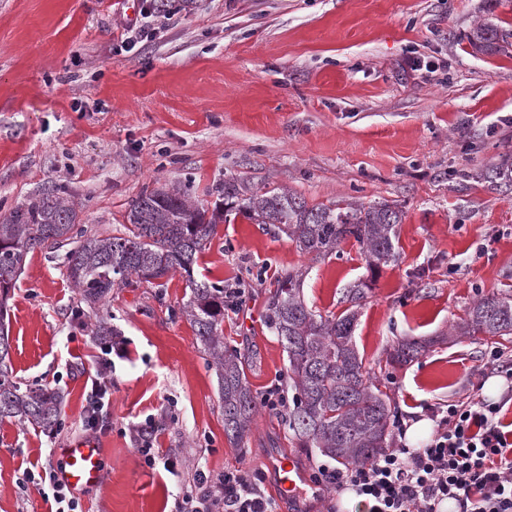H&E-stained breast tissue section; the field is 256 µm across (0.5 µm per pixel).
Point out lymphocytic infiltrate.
<instances>
[{
    "label": "lymphocytic infiltrate",
    "mask_w": 512,
    "mask_h": 512,
    "mask_svg": "<svg viewBox=\"0 0 512 512\" xmlns=\"http://www.w3.org/2000/svg\"><path fill=\"white\" fill-rule=\"evenodd\" d=\"M501 409L498 402L448 404L424 447L399 444L328 479L351 487L361 512H440L448 500L460 512H512V430ZM262 478L257 469L198 473V493L184 495L178 512H279Z\"/></svg>",
    "instance_id": "1"
}]
</instances>
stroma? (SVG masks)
Wrapping results in <instances>:
<instances>
[{
  "label": "stroma",
  "mask_w": 512,
  "mask_h": 512,
  "mask_svg": "<svg viewBox=\"0 0 512 512\" xmlns=\"http://www.w3.org/2000/svg\"><path fill=\"white\" fill-rule=\"evenodd\" d=\"M0 0V217L58 184L81 202L79 226L114 234L139 195L163 184L213 208L226 177L279 186L318 204L388 201L403 212L395 261L370 270L354 240L316 259L284 235L244 218L218 225L196 278L244 281L225 315V341L247 357L259 395L284 380L288 360L265 325L264 304L286 271L322 315H340L355 282L370 290L353 342L403 426L452 401L512 383L490 356L512 340L458 336L480 297L512 289V193L481 173L512 157V50H474L484 21L512 31V0ZM132 33L135 48L123 47ZM439 63L429 73L427 62ZM64 248L30 254L8 301L11 361L24 387L63 396L61 428L47 435L0 421V512H47L23 477L63 461L60 448L91 439L105 480L76 489L81 512H176L196 469H259L281 512H355L334 489L288 502L265 463L277 455L318 479L336 461L296 447L281 412L261 408L243 447L224 435L217 379L190 323L181 275L164 286L113 289L74 318L81 297ZM111 343L110 403L84 421L90 378ZM430 340L412 362L390 366L404 340ZM176 474L148 467L136 427Z\"/></svg>",
  "instance_id": "35a3bbf8"
}]
</instances>
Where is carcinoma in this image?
<instances>
[{"mask_svg": "<svg viewBox=\"0 0 512 512\" xmlns=\"http://www.w3.org/2000/svg\"><path fill=\"white\" fill-rule=\"evenodd\" d=\"M509 34L491 23H477L468 40L476 49L493 53ZM483 179L498 191L512 192V161L505 158L488 168ZM217 195L234 200L236 214L265 224L317 258L352 238L378 267L395 259L397 226L402 212L389 202L368 206L331 201L309 204L301 195L280 187L252 188L236 178L215 187ZM79 203L54 186L43 187L0 220V420L12 419L51 433L61 427L62 397L47 388L21 389L10 358L9 292L28 255L63 246L79 238L63 258L67 277L89 307L105 302L114 288L151 282L177 272L186 275L190 297L180 308L193 327L218 376L224 434L240 443L251 431L260 402L245 373L240 351L224 343V300L234 298L233 285L197 282L192 269L209 244L216 226L227 221L229 209L216 207L211 216L188 194L164 186L146 190L126 212L124 231L101 237L74 232ZM300 272L280 276L265 303L267 328L288 355L286 385L293 391L285 422L301 448H315L342 465L367 463L388 447L391 404L370 381L355 345L353 332L369 285L346 290L348 307L339 317L312 310L300 295ZM459 336L512 337V294L477 300L457 325ZM427 344L407 341L390 354L389 362H412Z\"/></svg>", "mask_w": 512, "mask_h": 512, "instance_id": "cac0c4a2", "label": "carcinoma"}]
</instances>
